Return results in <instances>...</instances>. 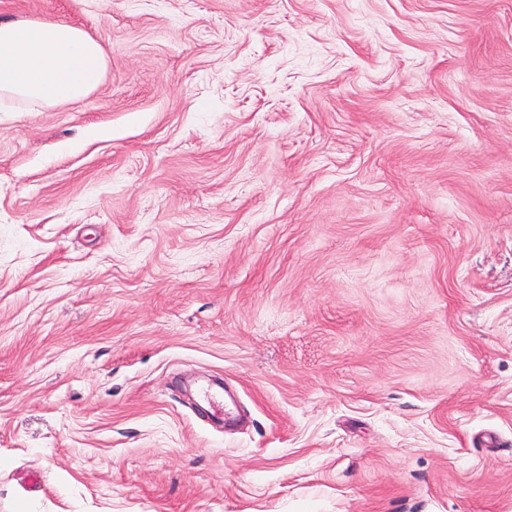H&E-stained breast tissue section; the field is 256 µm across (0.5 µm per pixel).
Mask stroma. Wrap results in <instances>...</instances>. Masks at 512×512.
Returning <instances> with one entry per match:
<instances>
[{
    "instance_id": "35a3bbf8",
    "label": "stroma",
    "mask_w": 512,
    "mask_h": 512,
    "mask_svg": "<svg viewBox=\"0 0 512 512\" xmlns=\"http://www.w3.org/2000/svg\"><path fill=\"white\" fill-rule=\"evenodd\" d=\"M45 14L107 68L0 111V512H512V0Z\"/></svg>"
}]
</instances>
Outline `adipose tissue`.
<instances>
[{"label":"adipose tissue","mask_w":512,"mask_h":512,"mask_svg":"<svg viewBox=\"0 0 512 512\" xmlns=\"http://www.w3.org/2000/svg\"><path fill=\"white\" fill-rule=\"evenodd\" d=\"M107 64L101 45L69 21L0 23V109H50L88 96Z\"/></svg>","instance_id":"obj_1"}]
</instances>
